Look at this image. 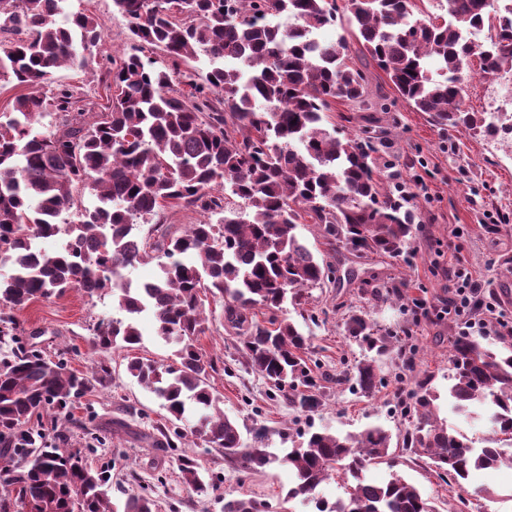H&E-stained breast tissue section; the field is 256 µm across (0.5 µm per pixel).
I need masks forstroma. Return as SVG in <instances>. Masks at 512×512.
<instances>
[{
    "instance_id": "stroma-1",
    "label": "stroma",
    "mask_w": 512,
    "mask_h": 512,
    "mask_svg": "<svg viewBox=\"0 0 512 512\" xmlns=\"http://www.w3.org/2000/svg\"><path fill=\"white\" fill-rule=\"evenodd\" d=\"M64 8L83 10L100 24L97 62L130 51L133 42L127 22L112 0H66ZM348 62L362 71L366 95L360 102L336 101L324 124L344 136L373 128L384 189L392 190L399 180L415 192L417 230L407 254L358 258L329 243L321 225L301 226L307 245L333 269L330 281L308 290L300 309L289 312L291 320L310 335L305 357L314 368L322 400L315 411L294 409L287 395L272 389L247 366L238 350V332L224 318L223 299L205 297L204 331L195 340L204 360L213 364L209 381L221 410L237 423L245 443H252L254 428L265 427V446L274 463L251 471L213 447L189 440L181 449L169 447L160 432L168 423V412L126 372L131 355L164 364L173 359V345L157 336L151 316L139 319L141 344L104 357L93 347L92 328L118 317L111 294L90 296L73 288L15 311L23 345L36 347L81 373L102 361L108 365L110 382L69 405L65 420L44 410L31 418L30 425L39 428L48 443L80 451L89 466L110 472L113 501L136 491L148 494L158 512H224V502L230 498L266 502L269 512H310L308 505L288 498L292 479L280 457L298 446L311 427L345 434L380 426L393 436L391 450L400 456L398 470L404 478L437 502L439 512H454L459 489L439 479L426 459L402 455L400 434L410 422L400 405L410 402L418 380L424 378L430 379L440 396L448 394V343L462 328L461 320L443 318L437 312L448 298L450 264L460 263L485 282L498 301L499 316L512 321V138H487L462 127L439 128L428 113L399 98L385 73L357 49H350ZM463 74L469 109L504 111L500 90L512 82L511 74L483 76L475 58ZM62 86L74 95V111L89 119L102 112L112 96L96 70L61 69L43 91L51 94ZM490 213L502 214V221L488 224ZM380 285L387 286V299L376 298ZM353 310L367 313L381 329L397 336L415 361L414 370L407 371L397 360L384 359L382 385L371 397L352 392L340 382L343 372L361 358L359 346L347 337L344 327ZM181 452L196 456L217 474L221 479L217 488L199 494L182 483L175 464ZM467 486H488L495 492L490 500H470V512H512V470L472 471Z\"/></svg>"
}]
</instances>
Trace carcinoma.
<instances>
[{"label": "carcinoma", "instance_id": "obj_1", "mask_svg": "<svg viewBox=\"0 0 512 512\" xmlns=\"http://www.w3.org/2000/svg\"><path fill=\"white\" fill-rule=\"evenodd\" d=\"M63 2L0 0V80L32 88L0 112V269H9L0 275V346L14 337L5 315L29 302L71 288L90 296L106 290L126 317L99 323L94 348L108 355L135 347L142 340L137 317L151 313L157 334L180 348L170 364L131 358L128 374L174 420L189 407L199 413L194 440L246 469L263 467L272 456L244 445L235 421L219 409L211 363L194 344L203 332L201 290L224 297L228 321L243 331L249 368L288 391L290 405L312 411L321 400L303 358L308 339L275 312L288 302L301 305L303 292L324 284L331 269L298 229L310 218L358 256L400 257L415 226L412 197L382 192L373 137L341 138L323 125L333 103L365 96L362 73L347 61L345 36L313 39L336 21V0H112L131 39L162 50L166 61L135 53L112 61V105L91 122L70 113V90L51 97L38 91L62 67H88L102 37L96 19L80 10L57 23ZM488 6L489 0H447L446 14L415 19V0H347L345 12L359 52L409 105L439 126L493 137L497 126L466 109L457 77L475 55L490 77L512 72V11L492 16ZM471 28L487 30L486 41L464 40ZM201 55L206 69L181 70ZM52 110L64 121L40 131L38 119ZM78 186L94 203L77 222L58 223ZM174 207L206 219L179 231L164 222V211ZM144 224L151 225L145 235ZM150 261L159 267L155 280L133 284L129 270ZM257 306L274 312L264 324L244 315ZM345 331L364 351L345 381L372 396L382 384L378 358L392 351L399 358L402 348L361 312L348 315ZM449 362L448 410L486 416L484 445L448 425L424 379L409 406L413 428L402 449L428 457L439 478L465 491L473 469H512V354L457 336ZM110 377L104 364L77 373L36 349L0 354V434L14 433L0 450L1 510L5 497L25 494L29 512H154V501L140 493L114 503L110 476L88 467L80 453L62 452L32 432L21 436L20 426L39 410L60 414ZM391 439L381 427L310 433L282 459L293 474L288 497L314 503L316 512H436L396 470ZM176 462L196 492L216 486L195 457ZM380 464L389 478L366 480L364 472ZM332 475L345 482V495L330 503L317 488ZM224 512H264V503L229 499Z\"/></svg>", "mask_w": 512, "mask_h": 512}]
</instances>
